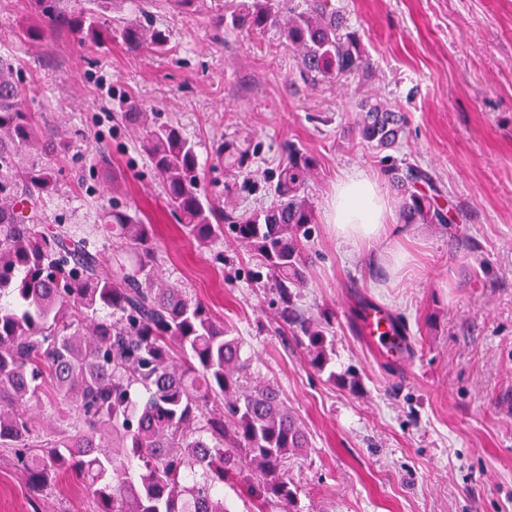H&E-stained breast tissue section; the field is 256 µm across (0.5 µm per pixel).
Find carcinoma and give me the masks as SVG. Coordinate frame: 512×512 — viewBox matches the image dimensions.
Instances as JSON below:
<instances>
[{
    "label": "carcinoma",
    "mask_w": 512,
    "mask_h": 512,
    "mask_svg": "<svg viewBox=\"0 0 512 512\" xmlns=\"http://www.w3.org/2000/svg\"><path fill=\"white\" fill-rule=\"evenodd\" d=\"M32 2L49 27H67L81 43L118 39L134 51L166 50V34L151 25L119 20L105 30L97 11L72 15L59 0ZM234 23L280 25L313 81H335L365 64L332 0H305L283 21L266 0H252ZM123 119L143 131V150L185 233L209 246L224 242L229 230L255 257L256 279L274 281L282 327L300 332L310 364L324 369L329 324L294 304L308 283L313 159L288 150L269 204L238 213L231 200L221 207L207 199L197 153L178 127L151 125L145 112ZM405 123L377 101L362 105L355 121L361 139L375 147L393 145ZM68 151L31 109L11 59L0 54V299L17 304L0 307V449L12 454L44 506L69 467L91 492L90 512H230L215 493L227 481L272 512H297L286 463L308 447L303 424L275 387L241 384L247 367L239 339L202 302L163 280L150 259L151 225L112 208L99 224L44 226ZM224 164L250 179L249 150L224 143ZM384 174L399 196L401 223H446L434 198L418 189L430 181L427 173L387 158ZM102 237L119 243L110 263ZM36 408L52 417L44 428L36 425ZM133 458L141 469L136 480L128 471ZM196 472L202 480L188 482Z\"/></svg>",
    "instance_id": "cac0c4a2"
}]
</instances>
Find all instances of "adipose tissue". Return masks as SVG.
<instances>
[{"label":"adipose tissue","instance_id":"obj_1","mask_svg":"<svg viewBox=\"0 0 512 512\" xmlns=\"http://www.w3.org/2000/svg\"><path fill=\"white\" fill-rule=\"evenodd\" d=\"M327 220L347 243L379 241L392 232L377 182L361 171L337 182Z\"/></svg>","mask_w":512,"mask_h":512}]
</instances>
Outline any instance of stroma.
<instances>
[{"label":"stroma","instance_id":"35a3bbf8","mask_svg":"<svg viewBox=\"0 0 512 512\" xmlns=\"http://www.w3.org/2000/svg\"><path fill=\"white\" fill-rule=\"evenodd\" d=\"M247 0H150L105 9L168 36L163 53L119 41L94 47L48 29L30 0H0V51L28 96L69 142L47 226L90 224L112 205L152 224L163 279L202 301L241 343L249 378L276 385L308 433L287 464L301 512H512V0H334L369 65L333 82L301 74L280 28L231 23ZM404 113L389 148L359 139L362 102ZM177 126L195 146L201 182L251 212L271 200L296 146L314 158L315 229L306 315L328 316L331 361L317 370L279 330L273 281L232 242L189 240L162 182L121 112ZM250 152L242 183L224 145ZM427 172L447 224L404 227L395 241L352 245L326 217L338 181L379 183L398 223L383 157ZM407 255L394 268L391 249ZM387 307L413 344L379 359L360 337L358 307ZM0 512H33L26 477L0 456Z\"/></svg>","mask_w":512,"mask_h":512}]
</instances>
